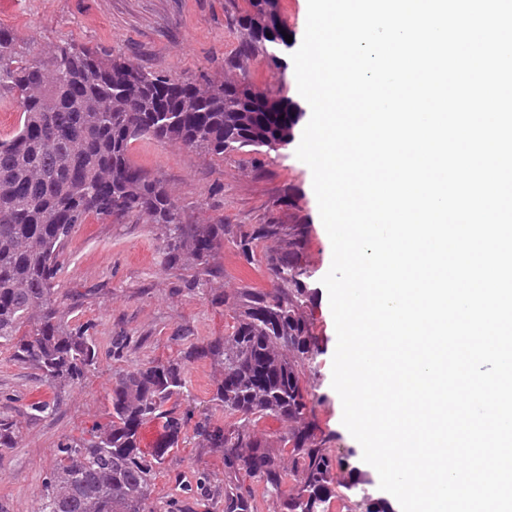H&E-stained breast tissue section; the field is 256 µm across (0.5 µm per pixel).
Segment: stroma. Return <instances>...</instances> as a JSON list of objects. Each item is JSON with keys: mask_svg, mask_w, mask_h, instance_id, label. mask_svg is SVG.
Segmentation results:
<instances>
[{"mask_svg": "<svg viewBox=\"0 0 512 512\" xmlns=\"http://www.w3.org/2000/svg\"><path fill=\"white\" fill-rule=\"evenodd\" d=\"M245 0H0V27L16 37L24 57L69 42L98 47L149 70L194 80L234 76L228 61L241 37L236 25ZM247 79L257 89L291 101L300 119L291 142L278 150H243L217 158L201 149L143 137L130 145L132 162L160 178L193 224L217 219L241 230L254 224H300L313 294L314 332L324 354L306 378L320 400L315 423L346 463L339 482L364 467L358 442L343 426L331 386L336 332L322 283L332 247L319 215L312 172L296 156L311 110L295 90L290 52L279 65L256 57ZM287 239L262 242L253 265L225 242L206 287L191 285L189 271L166 269L155 225L89 218L77 225L63 257L59 293L71 323H87L99 359L81 384L57 391L38 371L0 348V415L20 429L16 447L0 449V506L6 512H39L42 486L57 447L90 439L109 420L108 396L116 373L153 360L174 359L191 347L223 338L237 312L234 296L252 286L272 290L265 253L287 250ZM186 389L166 411L206 412L223 419L213 399L222 371L210 358L185 366ZM150 512H224V455L206 448L185 426L166 456L148 503Z\"/></svg>", "mask_w": 512, "mask_h": 512, "instance_id": "obj_1", "label": "stroma"}]
</instances>
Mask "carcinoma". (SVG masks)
<instances>
[{"mask_svg": "<svg viewBox=\"0 0 512 512\" xmlns=\"http://www.w3.org/2000/svg\"><path fill=\"white\" fill-rule=\"evenodd\" d=\"M242 39L232 67L245 70L262 55L277 61L288 26L280 0H247L237 17ZM20 99L15 131L0 137V347L42 372L54 389L81 383L97 363L88 324H70L58 275L71 236L89 217H135L154 224L165 265L192 269L207 285L211 260L230 239L246 263L258 245L283 233L281 224H255L246 233L218 219L189 224L158 179L133 165L129 145L140 137L179 142L224 155L251 147L287 145L299 120L293 104L245 79L200 84L135 66L100 49L63 43L50 54L25 59L13 34L0 28V94ZM298 225L288 227V252L267 258L276 288H244L238 314L224 338L182 359L157 360L119 373L109 393L110 424L83 443H62L41 492V512H146L157 469L178 446L191 413L164 405L186 388L185 361L211 357L222 369L215 400L236 418L207 417L194 434L224 452V512H254L255 494L239 471L282 500L285 512H390V505L355 474L335 479L343 465L331 439L318 432L309 402L316 394L304 371L324 354L313 331L309 277ZM28 331H22L24 327ZM164 417V441L140 448L143 423ZM265 418L282 425L277 451L257 437ZM19 430L0 415V447L13 448ZM288 456V468L280 458Z\"/></svg>", "mask_w": 512, "mask_h": 512, "instance_id": "cac0c4a2", "label": "carcinoma"}]
</instances>
